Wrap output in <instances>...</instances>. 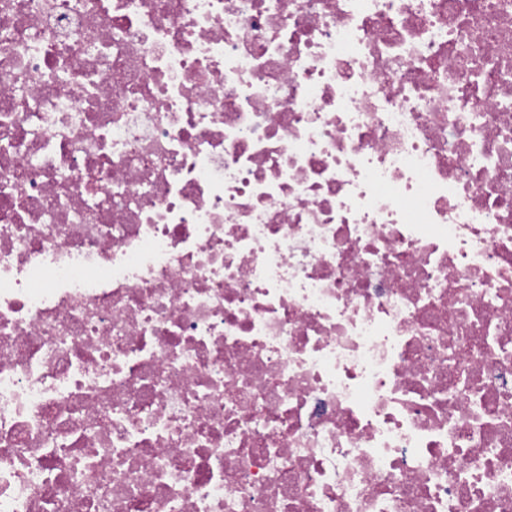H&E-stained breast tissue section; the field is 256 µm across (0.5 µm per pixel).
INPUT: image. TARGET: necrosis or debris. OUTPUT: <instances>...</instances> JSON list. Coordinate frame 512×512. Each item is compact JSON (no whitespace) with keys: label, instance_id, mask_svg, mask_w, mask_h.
<instances>
[{"label":"necrosis or debris","instance_id":"4bbe7bcc","mask_svg":"<svg viewBox=\"0 0 512 512\" xmlns=\"http://www.w3.org/2000/svg\"><path fill=\"white\" fill-rule=\"evenodd\" d=\"M0 512H512V0H0Z\"/></svg>","mask_w":512,"mask_h":512}]
</instances>
